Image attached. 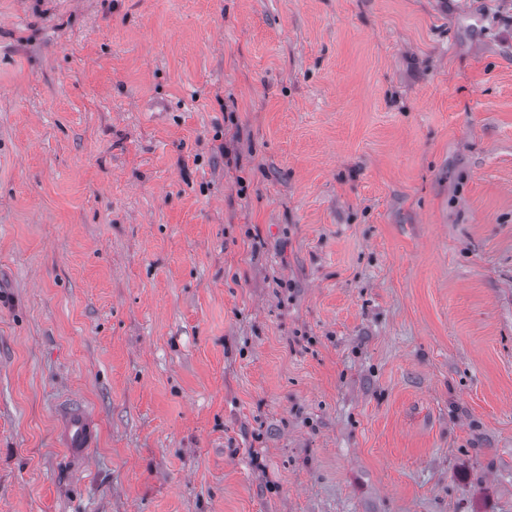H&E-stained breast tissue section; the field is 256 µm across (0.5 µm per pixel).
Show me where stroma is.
<instances>
[{
	"label": "stroma",
	"mask_w": 512,
	"mask_h": 512,
	"mask_svg": "<svg viewBox=\"0 0 512 512\" xmlns=\"http://www.w3.org/2000/svg\"><path fill=\"white\" fill-rule=\"evenodd\" d=\"M511 17L0 0V512H512ZM56 417L55 435L59 446L83 462L98 441L97 417L90 407L78 401L59 407Z\"/></svg>",
	"instance_id": "1"
}]
</instances>
